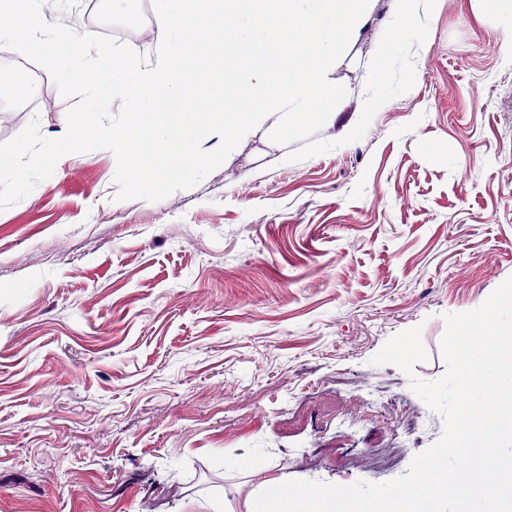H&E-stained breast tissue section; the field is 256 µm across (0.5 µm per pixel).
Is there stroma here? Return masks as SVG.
Here are the masks:
<instances>
[{
    "instance_id": "stroma-1",
    "label": "stroma",
    "mask_w": 512,
    "mask_h": 512,
    "mask_svg": "<svg viewBox=\"0 0 512 512\" xmlns=\"http://www.w3.org/2000/svg\"><path fill=\"white\" fill-rule=\"evenodd\" d=\"M393 0H369L336 81V124L250 140L190 189L118 199L102 149L59 159L0 211V512H249L289 480L405 475L439 415L444 314L512 277V64L492 0H438L356 113ZM136 49L150 0L109 11ZM0 46V143L71 106ZM421 327L412 373L372 358ZM422 426L390 472L347 465L404 413Z\"/></svg>"
}]
</instances>
